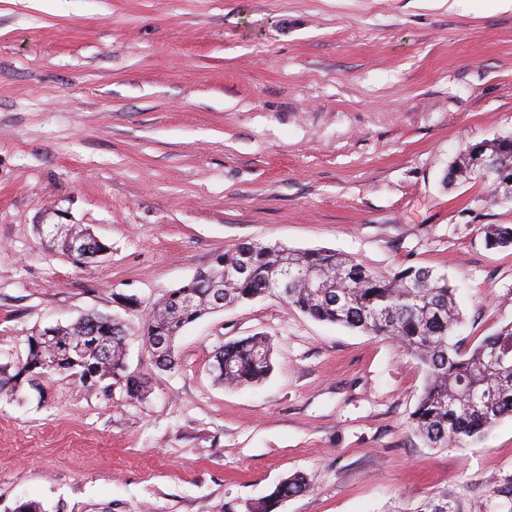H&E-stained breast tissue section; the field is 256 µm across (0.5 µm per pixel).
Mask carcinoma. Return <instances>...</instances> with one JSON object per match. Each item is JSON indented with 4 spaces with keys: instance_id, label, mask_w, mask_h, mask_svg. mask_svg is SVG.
Here are the masks:
<instances>
[{
    "instance_id": "obj_1",
    "label": "carcinoma",
    "mask_w": 512,
    "mask_h": 512,
    "mask_svg": "<svg viewBox=\"0 0 512 512\" xmlns=\"http://www.w3.org/2000/svg\"><path fill=\"white\" fill-rule=\"evenodd\" d=\"M482 173L496 198L512 202V140H491L466 147L450 172L453 180ZM48 233L70 262L84 267L105 252L89 229L54 224ZM490 248L512 246V225L484 229ZM318 273L317 284L306 272ZM281 296L287 305L321 322L397 341L425 369L426 384L411 417L413 429L432 447H462L512 416V322L466 350L454 340L462 314L448 276L432 268H407L392 277L333 251L291 249L241 243L219 257L218 267L196 275L189 286L168 291L142 318L140 335L159 369L176 364L175 343L185 326L213 310ZM126 325L107 315H91L28 338V353L9 377L0 376V395L16 393L37 378L71 373L89 385L106 380L123 384L142 400L148 377L127 372ZM273 369L272 347L264 336L224 344L213 371L228 387L255 385ZM301 475L283 479L247 512H273L282 500L308 491ZM415 512H483V505L462 509L444 495L422 501Z\"/></svg>"
}]
</instances>
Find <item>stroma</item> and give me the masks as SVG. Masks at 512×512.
Returning a JSON list of instances; mask_svg holds the SVG:
<instances>
[{
    "instance_id": "1",
    "label": "stroma",
    "mask_w": 512,
    "mask_h": 512,
    "mask_svg": "<svg viewBox=\"0 0 512 512\" xmlns=\"http://www.w3.org/2000/svg\"><path fill=\"white\" fill-rule=\"evenodd\" d=\"M512 139V8L498 0H0V368L32 333L100 313L128 327L121 384L56 374L0 396V512H413L512 484V418L466 447L409 423L426 376L390 339L269 296L204 316L151 365L138 331L167 290L245 241L329 249L392 276L447 274L473 346L512 322V224L460 152ZM42 224L108 252L79 269ZM273 370L227 389L224 343ZM484 241L487 247L512 246V225L491 224L484 229ZM213 371L228 387L263 381L273 369L272 347L265 336H248L224 344L215 353ZM310 483L301 475H292L283 479L275 486L272 492L264 499L252 503L247 507V512H273L274 507L282 500L307 492Z\"/></svg>"
}]
</instances>
